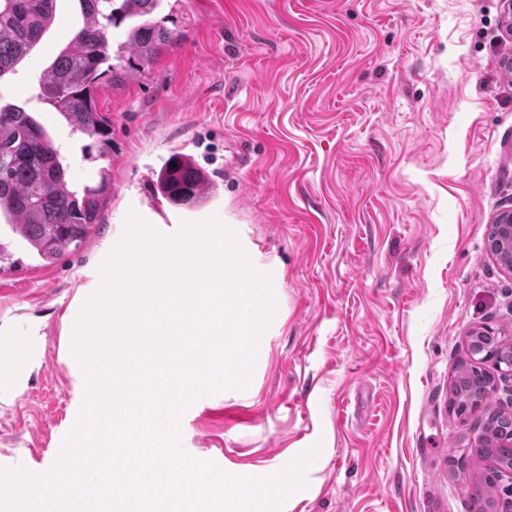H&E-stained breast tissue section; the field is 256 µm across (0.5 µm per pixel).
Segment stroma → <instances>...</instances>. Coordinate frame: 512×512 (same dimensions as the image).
I'll list each match as a JSON object with an SVG mask.
<instances>
[{
	"label": "stroma",
	"mask_w": 512,
	"mask_h": 512,
	"mask_svg": "<svg viewBox=\"0 0 512 512\" xmlns=\"http://www.w3.org/2000/svg\"><path fill=\"white\" fill-rule=\"evenodd\" d=\"M186 34L146 80L103 92L112 201L90 242L43 267L25 250L0 275V344L28 349L0 376V463L52 467L85 397L66 336L101 285L98 259L136 212L165 236L217 218L271 278L275 314L246 390L196 401L185 450L267 477L313 445L283 512H475L453 467L486 416L512 411V372L458 416L468 335L512 340V270L487 248L512 210V35L503 0H189ZM82 24L77 0L6 83L61 148L74 187L97 164L36 98ZM175 152L218 189L201 206L155 191ZM241 409L248 425L224 422ZM484 373L479 367L461 361L456 368V375L451 384V393L453 395V402L455 409L459 414H464L472 408L474 399L471 397L470 392L462 389L461 382L464 378L469 376H479Z\"/></svg>",
	"instance_id": "stroma-1"
}]
</instances>
